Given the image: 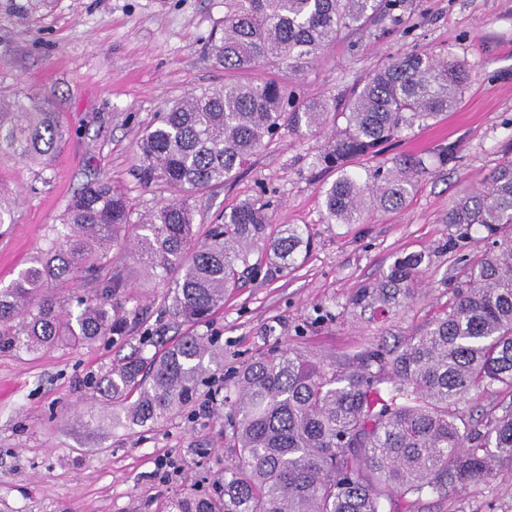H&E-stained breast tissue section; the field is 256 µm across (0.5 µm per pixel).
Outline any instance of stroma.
Listing matches in <instances>:
<instances>
[{
  "label": "stroma",
  "instance_id": "obj_1",
  "mask_svg": "<svg viewBox=\"0 0 512 512\" xmlns=\"http://www.w3.org/2000/svg\"><path fill=\"white\" fill-rule=\"evenodd\" d=\"M223 17L224 0H0V96L29 94L70 131L46 172L20 158L0 161L13 218L0 225V286L47 249L52 225L87 183L111 180L135 219L161 203L163 190L137 176V141L171 102L228 81L275 78L296 95L331 96L341 107L370 70L428 54L465 68L457 108L352 162L362 172L404 154L422 159L426 171L401 210L328 223L323 190L336 172L313 162L324 136L285 129L233 181L196 203L202 236L219 215L260 195L272 202L275 225L306 226L312 239L288 268L254 255L255 273L197 326L224 347L220 365L210 368L215 379L262 351L294 348L342 361L400 344L442 314L464 286L465 262L486 249L481 233L459 238L444 217L458 196L484 187L512 138V0H399L390 16L345 32L296 75L215 64L206 39ZM449 149L453 159L441 161ZM408 254L424 257L419 293L384 317L352 313L356 290ZM171 296L168 284L142 278L121 298L127 335L82 348L0 352V512H159L167 499L223 471L228 408L221 398L200 395L167 422L130 430L113 423L89 386L115 360L151 356L182 335ZM419 512H512V471L445 498L424 493Z\"/></svg>",
  "mask_w": 512,
  "mask_h": 512
}]
</instances>
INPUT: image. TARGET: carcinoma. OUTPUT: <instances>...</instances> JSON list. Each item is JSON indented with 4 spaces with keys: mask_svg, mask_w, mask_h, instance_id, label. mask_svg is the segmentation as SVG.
<instances>
[{
    "mask_svg": "<svg viewBox=\"0 0 512 512\" xmlns=\"http://www.w3.org/2000/svg\"><path fill=\"white\" fill-rule=\"evenodd\" d=\"M393 6L224 0L207 48L226 69L265 64L297 73L343 31L362 29ZM466 78L460 65L416 53L368 73L344 112L325 96L297 97L275 79L229 82L172 102L137 142L139 179L164 188L169 199L132 225L127 198L108 179L87 184L53 227L46 252L0 287V350L37 353L125 335L127 316L114 299L130 280L112 266L110 252L128 231L141 273L172 278V318L206 323L254 269L255 250L291 266L310 238L298 224L272 234L268 203L255 198L224 213L199 241L200 194L233 180L282 127H330L315 156V164L339 173L324 193L327 219L359 224L372 210L396 211L425 172L423 161L398 157L361 174L350 170L352 160L453 109ZM66 135L57 113L32 98H0V158L45 171ZM504 155L483 189L458 197L446 214L460 236L483 230L491 244L468 266L467 289L394 350L366 349L347 364L292 348L255 356L224 380V472L210 490L181 493L162 512H382L381 500L395 493L404 499L401 512H414V496H446L512 468V144ZM421 263L416 255L396 259L380 280L357 290L353 308H398L415 295ZM83 277L91 287L62 299L52 291ZM222 354L214 337L189 333L149 358L112 365L94 388L129 428L161 424L197 400L210 385L206 363ZM496 382L511 392L495 405L501 415L482 430L466 426L460 405Z\"/></svg>",
    "mask_w": 512,
    "mask_h": 512,
    "instance_id": "1",
    "label": "carcinoma"
}]
</instances>
